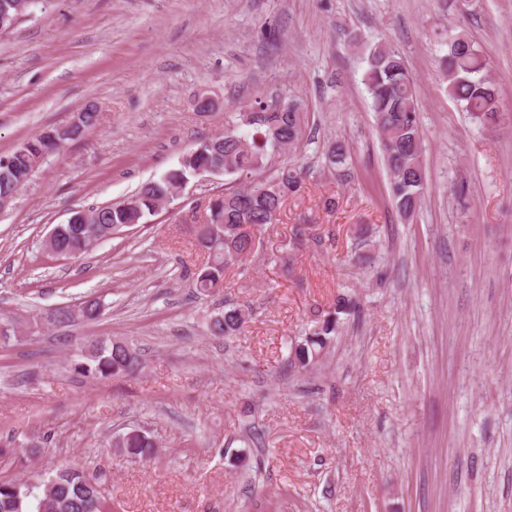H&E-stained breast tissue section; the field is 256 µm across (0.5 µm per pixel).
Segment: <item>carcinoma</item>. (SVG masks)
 Returning a JSON list of instances; mask_svg holds the SVG:
<instances>
[{
  "instance_id": "obj_1",
  "label": "carcinoma",
  "mask_w": 512,
  "mask_h": 512,
  "mask_svg": "<svg viewBox=\"0 0 512 512\" xmlns=\"http://www.w3.org/2000/svg\"><path fill=\"white\" fill-rule=\"evenodd\" d=\"M441 66L448 94L484 126L493 129L512 120V114L501 109L497 88L488 76L487 60L466 30H450L448 54ZM363 83L390 173L391 198L397 212L409 219L420 207L426 186L415 81L399 53L378 44L367 49ZM301 135V116L295 105L260 103L239 113L238 125L224 130V142L216 136L200 141V151L184 155L179 167L142 186L133 196L135 207L124 210L114 205L101 212L98 224L63 225L53 248L63 257L81 258L91 253L87 243L90 233L99 232L104 238L122 227L147 223L154 215L156 201L170 185L188 181L199 168L222 167L226 176L259 170L263 175L250 181L249 188L225 189L224 206L208 211L204 222L191 225L202 256L192 273L191 288L201 295L209 294L222 286L226 270L256 253L288 194L298 189L302 171L296 166L275 165L271 156L298 143ZM46 148L41 132L26 141V154L10 153L15 174L24 173L28 158ZM355 308L353 298L340 293L334 307L314 312L304 340L291 347L290 364L306 370L319 363L339 334L343 317L353 314ZM246 322V312L232 305L210 320L208 331L213 336H232ZM140 365L139 353L126 342L106 338L92 345L75 364V371L93 378L119 377L136 372ZM113 447L128 460L142 462L154 458L157 445L145 431L131 428L120 434ZM47 483L49 487L40 493L26 482L0 483V512H110L101 474L64 468Z\"/></svg>"
}]
</instances>
